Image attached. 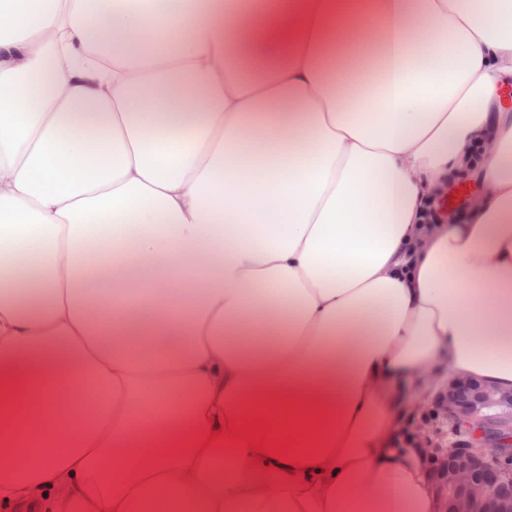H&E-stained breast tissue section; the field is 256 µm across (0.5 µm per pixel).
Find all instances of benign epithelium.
<instances>
[{
	"label": "benign epithelium",
	"instance_id": "7a95c632",
	"mask_svg": "<svg viewBox=\"0 0 512 512\" xmlns=\"http://www.w3.org/2000/svg\"><path fill=\"white\" fill-rule=\"evenodd\" d=\"M442 404L449 420L481 430L485 443L438 449L433 482L444 512H512V496L493 489L497 482L512 484V391L456 375L448 380Z\"/></svg>",
	"mask_w": 512,
	"mask_h": 512
}]
</instances>
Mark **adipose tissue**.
Listing matches in <instances>:
<instances>
[{
    "label": "adipose tissue",
    "mask_w": 512,
    "mask_h": 512,
    "mask_svg": "<svg viewBox=\"0 0 512 512\" xmlns=\"http://www.w3.org/2000/svg\"><path fill=\"white\" fill-rule=\"evenodd\" d=\"M511 86L512 0H0V512H442L421 408L512 389Z\"/></svg>",
    "instance_id": "1"
}]
</instances>
